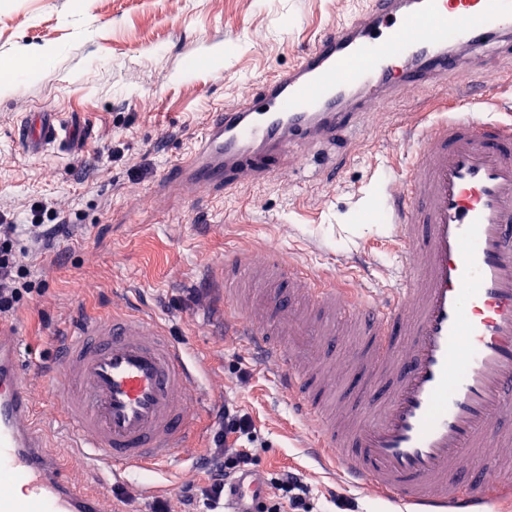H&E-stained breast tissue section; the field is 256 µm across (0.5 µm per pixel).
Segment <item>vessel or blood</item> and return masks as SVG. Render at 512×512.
<instances>
[{
  "mask_svg": "<svg viewBox=\"0 0 512 512\" xmlns=\"http://www.w3.org/2000/svg\"><path fill=\"white\" fill-rule=\"evenodd\" d=\"M512 50V0H363L298 62L246 101L214 113L193 150L167 171L187 196L227 195L276 174L289 149L329 145L365 110ZM470 96L425 121L410 168L385 183L387 241L404 264L380 305L360 289L316 282L292 260L231 251L207 283L224 333L241 337L349 483L402 512H492L512 477L483 470L512 456V119L462 115ZM30 155L71 147L59 113L21 126ZM344 320L362 344L363 384L331 373L329 329ZM204 368L154 318H89L52 371L56 428L113 478L145 473L167 491ZM267 475L236 476L224 512H257ZM0 512H106L50 457L24 385L20 338L0 326Z\"/></svg>",
  "mask_w": 512,
  "mask_h": 512,
  "instance_id": "vessel-or-blood-1",
  "label": "vessel or blood"
}]
</instances>
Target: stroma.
I'll list each match as a JSON object with an SVG mask.
<instances>
[{"label":"stroma","mask_w":512,"mask_h":512,"mask_svg":"<svg viewBox=\"0 0 512 512\" xmlns=\"http://www.w3.org/2000/svg\"><path fill=\"white\" fill-rule=\"evenodd\" d=\"M349 0H0V80L8 66L31 67L15 92L0 94V201L51 200L77 212V223L33 263L44 281L1 324L21 335L25 365L48 366L85 317L134 310L161 319L206 368L205 412L182 448L172 496L201 475L225 403L248 411L256 464L273 474L296 467L308 477L314 512H333L343 497L356 512H393L348 486L313 431L292 415L244 344L225 336L204 287L226 251L279 252L339 287L379 298L399 261L380 211L385 173L411 162L409 133L449 95L480 90L512 114V54L489 46L481 68L396 92L364 115L335 146L314 148L260 186L233 196L184 199L157 189L165 172L196 143L207 118L243 101L260 81L294 65ZM51 48V60L39 50ZM35 112L79 117L78 146L26 154L17 140ZM119 157L109 158V149ZM250 379L240 384L237 376ZM47 452L87 492L112 500L132 493V512H149L141 476L107 481L52 427L59 399L37 374L27 377Z\"/></svg>","instance_id":"1"}]
</instances>
